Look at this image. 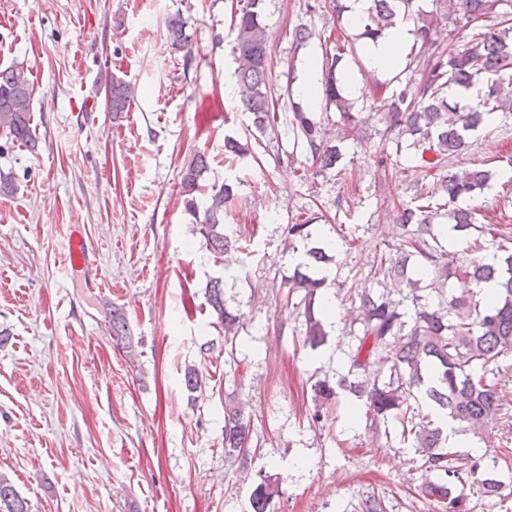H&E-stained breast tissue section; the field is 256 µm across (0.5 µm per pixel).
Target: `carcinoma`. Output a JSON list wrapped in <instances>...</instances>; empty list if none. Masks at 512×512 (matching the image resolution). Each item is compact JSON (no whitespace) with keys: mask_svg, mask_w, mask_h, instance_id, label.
Listing matches in <instances>:
<instances>
[{"mask_svg":"<svg viewBox=\"0 0 512 512\" xmlns=\"http://www.w3.org/2000/svg\"><path fill=\"white\" fill-rule=\"evenodd\" d=\"M422 0H372L368 16L358 38L377 42L385 31L396 25L399 16L414 18V60L423 61L424 69L417 85L406 82L389 95L376 99V119L385 136L410 137L421 167L431 173L430 184L415 182L410 186V200L383 214L391 218L398 233L383 243L374 256L368 277L378 283L393 280L410 288L414 308L411 320H404L402 302L384 294L347 290L341 302L355 310L353 322L360 324L357 344L350 354L347 373L334 382L319 379L311 385L314 412L312 421L324 418L323 408L340 393H347L364 403L366 418L373 429L389 420L397 423L400 441L415 448L421 467L438 475V481L424 485L423 492L431 512H468L466 497L456 493V483L471 477L484 497L504 498L505 485L494 477L477 478L481 459L452 450L449 434L478 435L499 411L500 395L488 378L499 360L512 355V238L498 225L487 227V234L498 237L503 255L488 263L478 256L484 242L469 240L467 231L475 226L476 212L457 208L455 203L471 198L490 186L495 172L482 165L464 172L448 169V158L466 147L470 132L493 120L501 97L512 91V14L502 13L495 28L481 29L480 22L495 10L500 0H453L454 11L464 19L468 30L461 49H448L438 40V12L426 11ZM264 0H245L234 14L236 38L232 47L238 67L235 69L240 107L251 120L253 131L245 139L224 137V154L235 158L251 152V141L258 140L278 124L275 112L270 54L266 26L263 24ZM325 8L342 20L347 6L342 0L308 3L306 9ZM166 39L177 48L185 47L190 36L187 22L179 15L165 24ZM348 52V45L338 41L325 48L322 94L325 114L305 110L291 102L288 123L295 139L301 142L308 159L322 172H334L343 187L342 197L351 202L358 185L347 169L339 167L342 154L329 138L328 126L336 125L331 112L366 137L367 128L358 126L352 103L343 96L338 67ZM454 85L471 93L473 104L460 106L448 98ZM33 87L20 67L0 70V130L13 144L34 147L31 127ZM112 112L129 111L134 90L124 79L114 76L109 86ZM210 170V158L194 154L182 168L180 196L185 207L202 213L200 231L207 249L228 255L239 249L235 236L224 229V216L236 198V182L224 183L205 191L202 184ZM207 194L204 208L197 195ZM453 221L452 230L469 241L467 251L474 258L466 266L442 244L446 225H436L441 216ZM314 217L308 216L285 226L289 248L294 242L311 238ZM333 256L322 247L306 250L292 274L282 277L280 287L287 289L285 304L293 305L300 320L302 344L317 348L324 344L326 314L322 308L327 279L319 276ZM463 273L480 286L497 284L493 301L479 302L471 296L447 294L448 281ZM431 277L429 289L443 296L437 304L422 301L417 285ZM206 300L224 330V355L238 363L237 351L244 329V315L234 313L224 304V281L216 277L206 286ZM427 405L448 418L446 428L422 413ZM238 390L224 397V461L237 474L253 471L254 458L249 446L253 420ZM258 481L250 494L251 512H270V505L280 495L279 484L256 471ZM0 512H29V505L9 482L0 477Z\"/></svg>","mask_w":512,"mask_h":512,"instance_id":"obj_1","label":"carcinoma"}]
</instances>
